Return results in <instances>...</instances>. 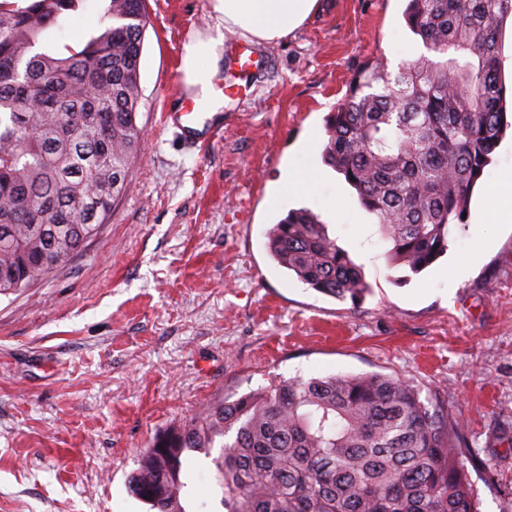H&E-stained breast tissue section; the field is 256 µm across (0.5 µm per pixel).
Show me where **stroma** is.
I'll list each match as a JSON object with an SVG mask.
<instances>
[{"label":"stroma","instance_id":"35a3bbf8","mask_svg":"<svg viewBox=\"0 0 512 512\" xmlns=\"http://www.w3.org/2000/svg\"><path fill=\"white\" fill-rule=\"evenodd\" d=\"M143 140L123 194L78 255L0 295V512H146L127 489L154 438L271 381L378 372L413 382L465 426L479 512H512V223L473 194L448 252L414 274L321 157L353 77L423 46L403 0H318L286 39L256 45L247 78L224 62L219 136L184 143L166 117L184 46L215 35L213 0H147ZM306 175L305 195L278 190ZM320 215L361 266L359 305L278 266L266 233L288 210ZM469 268H462L464 259Z\"/></svg>","mask_w":512,"mask_h":512}]
</instances>
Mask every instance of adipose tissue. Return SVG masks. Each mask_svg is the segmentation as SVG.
<instances>
[{
  "label": "adipose tissue",
  "mask_w": 512,
  "mask_h": 512,
  "mask_svg": "<svg viewBox=\"0 0 512 512\" xmlns=\"http://www.w3.org/2000/svg\"><path fill=\"white\" fill-rule=\"evenodd\" d=\"M317 0H214L220 33L194 39L184 47L182 69L188 86L209 100L211 79L219 69L220 46L235 36L256 43H273L295 32L310 16Z\"/></svg>",
  "instance_id": "1"
}]
</instances>
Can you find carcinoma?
Returning a JSON list of instances; mask_svg holds the SVG:
<instances>
[{"mask_svg":"<svg viewBox=\"0 0 512 512\" xmlns=\"http://www.w3.org/2000/svg\"><path fill=\"white\" fill-rule=\"evenodd\" d=\"M86 0H0V294L28 288L97 234L121 195L142 127L144 0H99L83 40L54 30ZM512 0H406L425 52L392 72L366 66L326 122L322 158L343 175L418 274L507 130L501 73ZM270 257L315 291L357 304L370 290L317 214L268 230ZM213 458L224 512H477L444 403L381 373L293 378L211 404L156 438L128 481L148 512H188L187 452Z\"/></svg>","mask_w":512,"mask_h":512,"instance_id":"cac0c4a2","label":"carcinoma"}]
</instances>
